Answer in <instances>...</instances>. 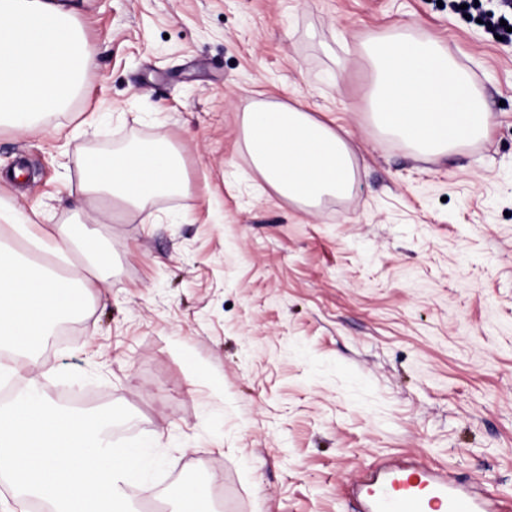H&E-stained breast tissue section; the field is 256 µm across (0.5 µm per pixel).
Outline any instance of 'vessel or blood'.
<instances>
[{
    "instance_id": "vessel-or-blood-1",
    "label": "vessel or blood",
    "mask_w": 512,
    "mask_h": 512,
    "mask_svg": "<svg viewBox=\"0 0 512 512\" xmlns=\"http://www.w3.org/2000/svg\"><path fill=\"white\" fill-rule=\"evenodd\" d=\"M360 512H512V503L457 473L392 459L357 482Z\"/></svg>"
}]
</instances>
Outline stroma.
Wrapping results in <instances>:
<instances>
[{"label": "stroma", "instance_id": "stroma-1", "mask_svg": "<svg viewBox=\"0 0 512 512\" xmlns=\"http://www.w3.org/2000/svg\"><path fill=\"white\" fill-rule=\"evenodd\" d=\"M62 4L94 67L40 129L0 127V204L48 231L94 211L109 259L36 391L132 411L114 439L169 459L141 503L204 480L215 512H351L352 482L394 457L512 499V43L454 0ZM395 23L446 39L487 140L424 158L376 138L359 45ZM259 100L345 131L348 196L309 212L263 179L242 132ZM159 137L177 194L86 202V155Z\"/></svg>", "mask_w": 512, "mask_h": 512}]
</instances>
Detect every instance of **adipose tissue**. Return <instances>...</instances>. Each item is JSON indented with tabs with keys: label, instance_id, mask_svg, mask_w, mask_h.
Masks as SVG:
<instances>
[{
	"label": "adipose tissue",
	"instance_id": "1",
	"mask_svg": "<svg viewBox=\"0 0 512 512\" xmlns=\"http://www.w3.org/2000/svg\"><path fill=\"white\" fill-rule=\"evenodd\" d=\"M361 55L370 73L369 120L379 135L405 142L422 157L488 137L492 115L443 38L410 24L392 26L367 39ZM89 66L80 27L55 0H0L1 127L30 130L42 114L67 102ZM243 138L264 180L304 209L354 189L351 143L300 107L252 103ZM81 172L86 193L138 208L182 186L179 153L164 139L89 155ZM17 235L36 245L35 258L12 246ZM74 242V228L45 235L39 225L0 213V348L12 354L11 362H0V377L29 379L52 325L84 310L100 263L91 249L85 263L59 274L56 267Z\"/></svg>",
	"mask_w": 512,
	"mask_h": 512
}]
</instances>
